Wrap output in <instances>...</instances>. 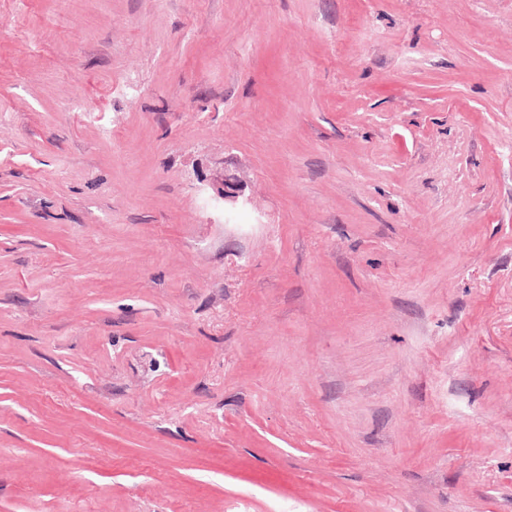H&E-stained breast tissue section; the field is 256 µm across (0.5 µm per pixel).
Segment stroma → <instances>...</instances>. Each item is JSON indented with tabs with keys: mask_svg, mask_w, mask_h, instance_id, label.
Listing matches in <instances>:
<instances>
[{
	"mask_svg": "<svg viewBox=\"0 0 512 512\" xmlns=\"http://www.w3.org/2000/svg\"><path fill=\"white\" fill-rule=\"evenodd\" d=\"M0 512H512V0H0ZM229 179L226 177L222 178L219 185H213L211 193L206 197V202L213 208H221L226 211L227 205L236 206L244 205L243 200L240 201V193L236 187L228 182Z\"/></svg>",
	"mask_w": 512,
	"mask_h": 512,
	"instance_id": "stroma-1",
	"label": "stroma"
}]
</instances>
